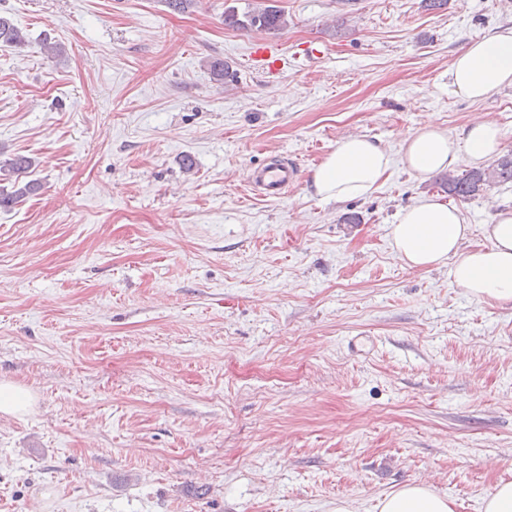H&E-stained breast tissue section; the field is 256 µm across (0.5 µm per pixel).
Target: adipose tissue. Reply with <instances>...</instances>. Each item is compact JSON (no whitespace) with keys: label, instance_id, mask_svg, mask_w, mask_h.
<instances>
[{"label":"adipose tissue","instance_id":"obj_1","mask_svg":"<svg viewBox=\"0 0 512 512\" xmlns=\"http://www.w3.org/2000/svg\"><path fill=\"white\" fill-rule=\"evenodd\" d=\"M463 98L483 103L512 86V27L471 41L448 70ZM503 133L486 117L452 133L432 120L400 141L401 162L419 180L466 165L479 168L502 150ZM393 163L390 153L367 137H344L312 171L311 184L324 199L345 200L371 193ZM461 211L430 196L401 209L391 229L395 257L410 270L447 266L452 287L467 295L512 304V210H497L484 225L485 245L472 246ZM377 512H454L453 501L422 482L407 483L376 504Z\"/></svg>","mask_w":512,"mask_h":512}]
</instances>
